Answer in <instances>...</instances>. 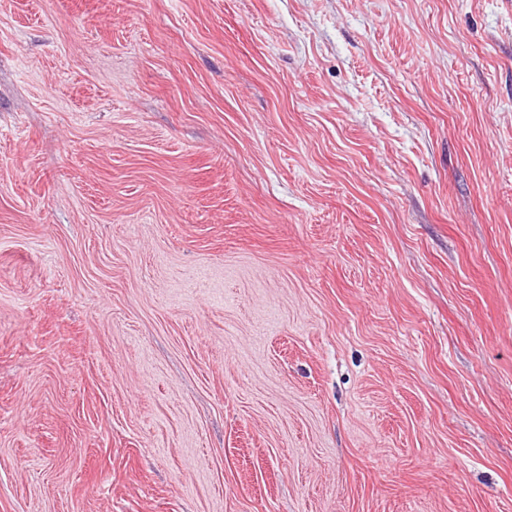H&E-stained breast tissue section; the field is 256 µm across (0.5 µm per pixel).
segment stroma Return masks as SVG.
<instances>
[{"label": "stroma", "instance_id": "35a3bbf8", "mask_svg": "<svg viewBox=\"0 0 512 512\" xmlns=\"http://www.w3.org/2000/svg\"><path fill=\"white\" fill-rule=\"evenodd\" d=\"M0 512H512V0H0Z\"/></svg>", "mask_w": 512, "mask_h": 512}]
</instances>
